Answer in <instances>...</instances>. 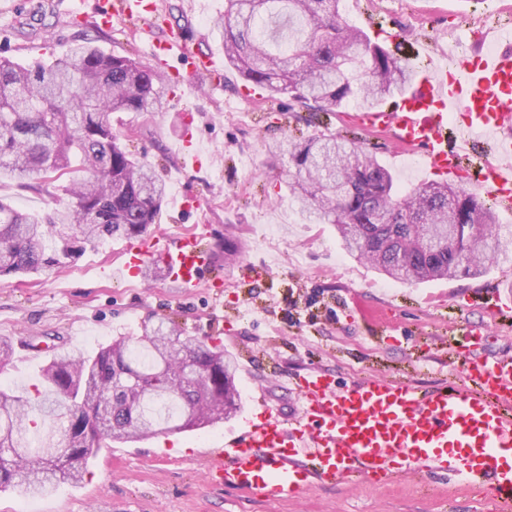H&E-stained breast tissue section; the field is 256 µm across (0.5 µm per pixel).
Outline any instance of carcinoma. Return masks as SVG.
<instances>
[{"mask_svg": "<svg viewBox=\"0 0 512 512\" xmlns=\"http://www.w3.org/2000/svg\"><path fill=\"white\" fill-rule=\"evenodd\" d=\"M341 0H225L224 57L246 81L301 106L376 108L414 72L348 23ZM162 76L87 41L24 66L0 59V176L31 186L77 164L67 203L22 211L0 197V276L41 274L112 238L145 234L165 186L112 132L114 112H155ZM288 158V189L306 218L332 224L343 250L396 282L453 279L512 263V228L467 190L431 181L404 190L355 137L320 132L269 145ZM457 235L448 239V225ZM224 348L163 320L93 356L62 352L32 400L0 384V491L44 494L79 482L113 442L213 426L237 412ZM54 426L43 432L38 419Z\"/></svg>", "mask_w": 512, "mask_h": 512, "instance_id": "obj_1", "label": "carcinoma"}]
</instances>
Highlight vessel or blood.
Returning a JSON list of instances; mask_svg holds the SVG:
<instances>
[{
  "instance_id": "vessel-or-blood-1",
  "label": "vessel or blood",
  "mask_w": 512,
  "mask_h": 512,
  "mask_svg": "<svg viewBox=\"0 0 512 512\" xmlns=\"http://www.w3.org/2000/svg\"><path fill=\"white\" fill-rule=\"evenodd\" d=\"M75 24L111 28L132 20L146 38L147 57L168 79L223 85L215 55L189 47L181 31L160 29L158 0H103L94 13L69 8ZM369 131H392L419 148L432 173L475 183L512 209V49L488 56L463 52L451 65L424 73L418 86L390 109L354 117ZM157 259L185 286L205 279L214 262L202 237L151 244L124 254L125 274L139 275ZM209 279V278H206ZM222 288L221 278L209 279ZM297 414L266 413L241 435L225 439L207 471L212 483L255 492L270 501L292 498L313 480L336 482L361 473L392 480L400 471H443L464 487L487 486L496 512H512V362L478 359L460 382L421 394L409 384L370 377L349 386L314 370L298 376Z\"/></svg>"
}]
</instances>
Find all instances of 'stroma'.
<instances>
[{"label":"stroma","instance_id":"obj_1","mask_svg":"<svg viewBox=\"0 0 512 512\" xmlns=\"http://www.w3.org/2000/svg\"><path fill=\"white\" fill-rule=\"evenodd\" d=\"M164 17L182 28L194 48L223 56L215 21L225 0H160ZM341 12L395 55L418 51L417 69L449 41L467 42L481 27L512 21V0H342ZM108 54L145 60L144 38L133 22L101 30L68 24L54 0H0V58L20 64L63 57L83 40ZM193 114L186 126L184 114ZM112 128L135 158L152 165L167 195L143 236L112 239L76 262L42 275L0 277V341L13 350L0 381L34 391L41 369L61 351L95 354L121 336H137L148 318L174 322L185 335L221 343L235 364L241 394L237 415L200 430L162 435L100 449L82 482L62 483L43 496L0 492V512H491L492 492L448 488V477L403 471L382 486L370 477L333 488L310 484L303 493L270 502L253 493L207 483L206 451L260 417L264 395L282 417L299 400L293 377L311 370L349 385L376 376L410 382L422 391L459 380L477 357L512 359V268H491L478 278L396 283L348 257L330 224L306 220L290 196L287 161L269 167L267 146L319 130H353L349 112L325 114L288 98H267L233 69L222 90L162 87L158 112H116ZM193 138L199 164L180 145ZM373 154L410 189L432 180L426 165L408 168L414 151L391 132H361ZM201 211L183 212V195ZM0 196L20 209L47 212L63 206V191L48 195L0 181ZM205 227V245L224 281L223 295L184 288L170 277L121 274L127 246ZM393 309L394 325L370 324L355 304ZM483 330L468 344L464 326Z\"/></svg>","mask_w":512,"mask_h":512}]
</instances>
